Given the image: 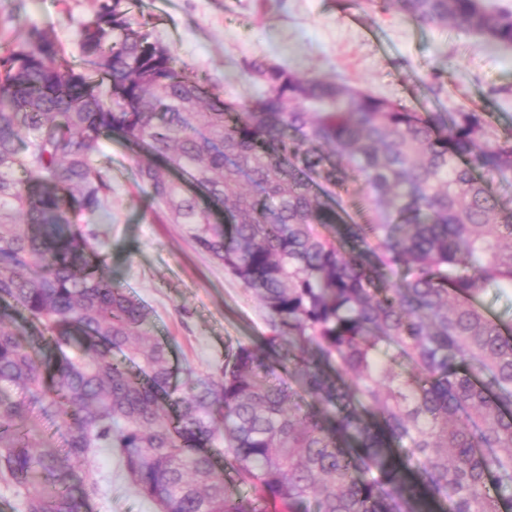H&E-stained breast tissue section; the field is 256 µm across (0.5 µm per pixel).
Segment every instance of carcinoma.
Listing matches in <instances>:
<instances>
[{
    "label": "carcinoma",
    "mask_w": 512,
    "mask_h": 512,
    "mask_svg": "<svg viewBox=\"0 0 512 512\" xmlns=\"http://www.w3.org/2000/svg\"><path fill=\"white\" fill-rule=\"evenodd\" d=\"M101 0L79 61L39 31L0 54V484L23 512H88L106 448L160 512H512V133L419 112L263 57L224 98ZM420 25L512 45L490 0H381ZM118 139L271 334L217 375L174 376L150 312L73 231L112 207ZM361 180L363 221L347 210ZM288 368L315 403L291 406ZM53 412L67 447L35 444ZM482 309L486 314L499 317L507 322L512 318V293L503 295L490 291L483 298Z\"/></svg>",
    "instance_id": "carcinoma-1"
}]
</instances>
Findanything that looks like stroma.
<instances>
[{"label": "stroma", "instance_id": "obj_1", "mask_svg": "<svg viewBox=\"0 0 512 512\" xmlns=\"http://www.w3.org/2000/svg\"><path fill=\"white\" fill-rule=\"evenodd\" d=\"M98 5L0 0V49L38 30L77 55ZM125 9L134 22L152 15V36L240 104L260 91L242 64L263 57L417 110L483 112L497 133L512 132V46L416 24L375 0H129ZM96 162L112 170V214L99 226L105 272L149 308L150 334L168 345L178 371L216 374L227 344L261 345L271 332L264 307L155 208L137 185L136 155L107 140ZM91 464L104 492L90 512H157L109 451L95 450Z\"/></svg>", "mask_w": 512, "mask_h": 512}]
</instances>
